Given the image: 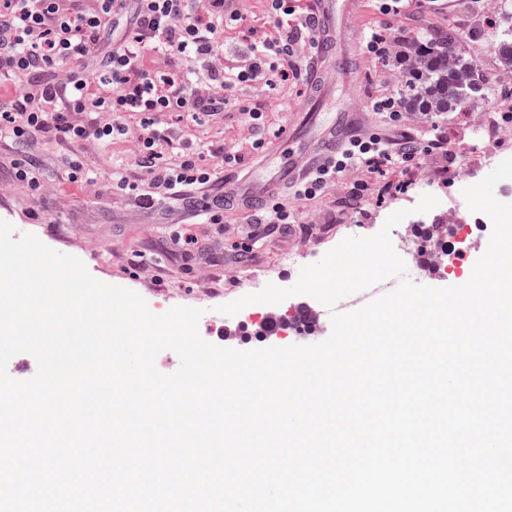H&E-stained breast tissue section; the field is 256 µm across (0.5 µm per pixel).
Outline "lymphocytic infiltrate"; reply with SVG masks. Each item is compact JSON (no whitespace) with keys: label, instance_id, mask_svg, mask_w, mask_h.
<instances>
[{"label":"lymphocytic infiltrate","instance_id":"f902f5d3","mask_svg":"<svg viewBox=\"0 0 512 512\" xmlns=\"http://www.w3.org/2000/svg\"><path fill=\"white\" fill-rule=\"evenodd\" d=\"M228 0H0V151L17 153L15 184L43 189L39 164L20 150L42 137L71 154L91 143H132L136 172L115 171L112 190L146 206L202 189L223 168L159 116L223 119L233 86L288 80L279 61L297 57L300 0H263L269 33L251 42L241 64L224 65V31L242 14ZM413 140L373 134L350 141L295 185L296 200L322 194L336 177L379 160L411 166ZM151 192H142V185Z\"/></svg>","mask_w":512,"mask_h":512}]
</instances>
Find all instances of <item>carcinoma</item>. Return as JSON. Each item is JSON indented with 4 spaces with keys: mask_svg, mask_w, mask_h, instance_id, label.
Segmentation results:
<instances>
[{
    "mask_svg": "<svg viewBox=\"0 0 512 512\" xmlns=\"http://www.w3.org/2000/svg\"><path fill=\"white\" fill-rule=\"evenodd\" d=\"M460 39L450 28L443 35L417 36L397 52L398 94L404 108L435 116L466 111L478 79L471 64L458 55Z\"/></svg>",
    "mask_w": 512,
    "mask_h": 512,
    "instance_id": "obj_1",
    "label": "carcinoma"
}]
</instances>
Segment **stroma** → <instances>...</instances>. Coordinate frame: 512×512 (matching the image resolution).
<instances>
[{
    "instance_id": "1",
    "label": "stroma",
    "mask_w": 512,
    "mask_h": 512,
    "mask_svg": "<svg viewBox=\"0 0 512 512\" xmlns=\"http://www.w3.org/2000/svg\"><path fill=\"white\" fill-rule=\"evenodd\" d=\"M385 0H360L359 10L342 17V24L354 31L356 38L346 47V61L335 74L333 93L318 106L314 121L303 122V107L313 95L309 70L274 87L261 84L240 85L234 95L236 104L224 113L223 122L196 127L183 124L184 134L202 150L224 153L230 161L223 169L225 180L248 185L282 177L285 171V138H292L299 151L320 142L342 108H350L354 126L352 136L371 133L391 134L374 104L396 94V64L393 56L378 58L367 53L365 44L371 31L386 33L392 43L408 41L425 32L438 33L455 28L462 32L459 50L473 63L482 94L476 108H496L512 103V80L499 75L498 44L505 31H512V0H496L494 11L479 8L464 11L460 0H400L398 11H385ZM245 21L224 32V63L234 65L239 52L268 32L256 0L245 8ZM262 108L258 124L248 126L242 107ZM400 130L413 134L419 142L437 135L455 132L461 153L443 151L421 154L419 162L408 171L391 167L384 177L351 172L337 179L321 196L302 202L295 224L279 232L256 235L252 211H228L219 224H190L179 209L140 208L134 196L99 190L97 195L71 193L60 182L66 165L63 151L52 141L39 140L34 154L40 163L44 190L32 196L13 186L11 156H0V219L10 222L16 234L32 233L51 248L74 255L85 262L98 280L131 289L140 294L156 314L176 306L204 307L198 332L205 341L239 351L323 342L331 332L330 322H320L305 330L267 335L262 325L268 313L296 321L305 308L318 302L307 295L287 298L276 307L251 304L237 315L219 313L220 305L247 294L261 291L266 284L292 286L298 267L288 264L297 253L303 264L318 262L342 240L337 225H359L361 236L375 235L387 217L399 209L410 214L390 232L393 246L402 237L417 245L428 246L439 227L448 235H459L457 225H444L443 215L449 197H461L466 183L457 171L464 153L481 151L482 136L463 120L462 113L450 112L423 119L405 112ZM262 140L259 150H252L254 140ZM76 161L99 174L133 164L126 145L101 144L75 153ZM368 187L361 198H353L352 187L360 181ZM403 181L404 191L384 192V181ZM438 198V205L426 213L416 212L422 195ZM467 225L473 231L462 243L451 269L424 274L410 269L415 283L431 287L459 286L463 273L485 253L492 232L490 218L480 212L469 213ZM193 234L200 249L195 261H187L178 243L179 236ZM141 254L133 263V254Z\"/></svg>"
}]
</instances>
